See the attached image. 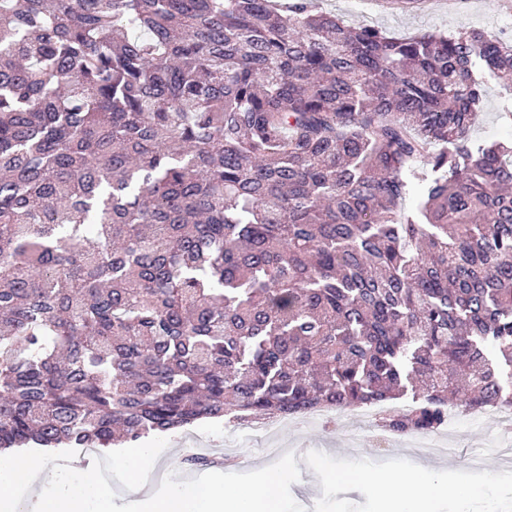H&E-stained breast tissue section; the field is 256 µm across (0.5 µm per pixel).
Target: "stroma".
Masks as SVG:
<instances>
[{"label": "stroma", "mask_w": 512, "mask_h": 512, "mask_svg": "<svg viewBox=\"0 0 512 512\" xmlns=\"http://www.w3.org/2000/svg\"><path fill=\"white\" fill-rule=\"evenodd\" d=\"M319 9L336 15L353 27L375 26L395 36L432 31L455 33L471 28L512 34V0H315ZM505 96L500 83L488 79L485 83V106L471 130L473 140L512 138V122L504 117ZM506 432L497 415L478 416L472 423H462L447 433L456 448L454 459L444 462L430 457L418 461L426 470H444L462 474L471 483H482L486 472L495 471L499 463L491 449ZM378 435L372 430L354 431L348 418H341L337 429L321 424L299 428H282L277 439L285 447L280 461L286 464L291 478L284 491L288 512H376V493L371 484L340 489L327 482L324 472L314 462L316 456L327 455L332 461L347 460L353 448H360V460L374 467L400 475L406 468L402 458H413L414 451L405 443L394 442L390 447L377 445ZM146 446L154 450V469L164 475L163 481L144 477L141 485L128 482L117 467V453L95 450L84 453L66 450L55 455L27 454L35 469L57 475L76 470L95 471L112 485V512H142L143 503L152 495L169 488L199 480H210L230 487H243L254 480L260 469L269 466L270 458L261 451L262 436L251 437L242 456L244 466L214 467L192 470L181 463L187 447L181 433L154 435L145 438ZM484 452L483 468L468 464L475 452Z\"/></svg>", "instance_id": "stroma-1"}]
</instances>
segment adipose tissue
Returning a JSON list of instances; mask_svg holds the SVG:
<instances>
[{"label": "adipose tissue", "mask_w": 512, "mask_h": 512, "mask_svg": "<svg viewBox=\"0 0 512 512\" xmlns=\"http://www.w3.org/2000/svg\"><path fill=\"white\" fill-rule=\"evenodd\" d=\"M291 473L278 465L264 470L259 481L242 488L217 484H188L149 500L145 512H286L282 495ZM371 482L379 502L378 512H437L442 499L468 501L478 492H492L499 483L498 473H488L483 488L465 478L413 474L405 485H396L378 470L348 463L338 465L334 482L355 486ZM37 488L35 512H111L112 488L91 472L81 473L68 484L56 477L43 476L23 466L10 455L0 453V512H18L19 486Z\"/></svg>", "instance_id": "adipose-tissue-1"}]
</instances>
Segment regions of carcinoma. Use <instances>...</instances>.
Returning a JSON list of instances; mask_svg holds the SVG:
<instances>
[{
  "label": "carcinoma",
  "instance_id": "1",
  "mask_svg": "<svg viewBox=\"0 0 512 512\" xmlns=\"http://www.w3.org/2000/svg\"><path fill=\"white\" fill-rule=\"evenodd\" d=\"M485 74L512 92V40L314 0H0V451L511 407Z\"/></svg>",
  "mask_w": 512,
  "mask_h": 512
}]
</instances>
